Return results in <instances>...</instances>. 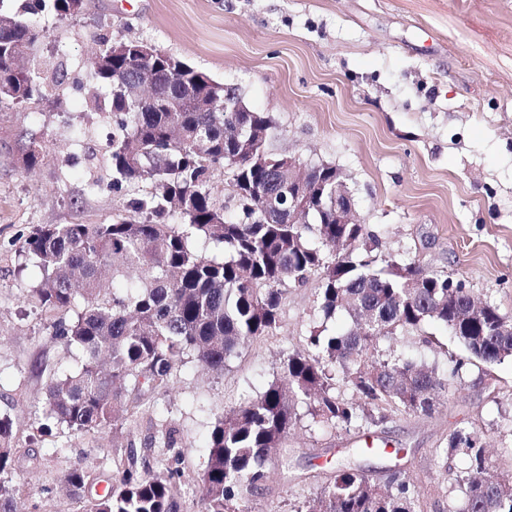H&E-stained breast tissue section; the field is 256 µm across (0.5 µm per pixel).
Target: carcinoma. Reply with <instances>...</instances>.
<instances>
[{"label": "carcinoma", "mask_w": 512, "mask_h": 512, "mask_svg": "<svg viewBox=\"0 0 512 512\" xmlns=\"http://www.w3.org/2000/svg\"><path fill=\"white\" fill-rule=\"evenodd\" d=\"M85 0H24L22 12L0 11V107L25 105L46 96V77L16 61L18 48L32 54L45 31L25 19L44 13L60 20L84 11ZM91 64L89 93L110 96L105 112L112 132L104 145L89 148L112 172V190L149 182L154 192L127 201L126 218L112 224H48L26 239V252L43 272L35 290L49 311L63 314L52 325L83 353L80 367L53 377L45 391V411L73 432L102 433L123 427L136 413L145 391L166 393L170 371L192 354L205 368L224 371L227 357L276 330L283 291L318 278L324 318L338 313L351 326L327 335L320 327L304 338L307 353L284 357L283 377L258 397L224 413L210 435L202 477V512H253L251 498L267 481L265 462L294 426L292 400L312 405V415L329 427L380 424L404 410L428 415L448 394V380L435 369L394 350L379 354L380 343L402 331L437 322L465 350L468 360H512L511 325L489 304L475 310L472 293L445 272L376 254L377 235L364 224H337L331 206L314 204L306 224L288 222V169L263 145L267 162H255L252 145L224 142V127L249 136L267 133L265 112H212L201 106L210 95H224V84L162 51L145 61L112 54L100 37ZM141 71L152 74L157 97L136 102L129 84ZM193 90L199 104L185 102ZM229 169L231 197L242 217H224V201L209 184L215 170ZM332 190L336 167L310 165L308 182ZM176 208L189 232L166 221ZM224 245V261L193 251L188 234ZM349 248L336 254V240ZM112 276L134 268L141 285L124 297H103L101 269ZM74 311V317L64 314ZM359 395L355 404L336 396L333 368ZM20 449L12 421L0 416V475L14 470ZM441 458L459 455L467 467L458 476L459 505L448 512H512V475L489 472L485 447L476 433L450 435ZM118 469L112 484L87 501L89 475L70 469L61 483L83 503V512H174L180 495L178 470L165 466ZM420 486L408 476L380 485L362 470L336 463L334 475L296 512H415ZM0 512H17L12 487L0 480Z\"/></svg>", "instance_id": "obj_1"}]
</instances>
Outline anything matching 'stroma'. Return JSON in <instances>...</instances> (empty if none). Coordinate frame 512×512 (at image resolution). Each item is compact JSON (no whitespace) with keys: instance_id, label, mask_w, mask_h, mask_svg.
I'll return each mask as SVG.
<instances>
[{"instance_id":"35a3bbf8","label":"stroma","mask_w":512,"mask_h":512,"mask_svg":"<svg viewBox=\"0 0 512 512\" xmlns=\"http://www.w3.org/2000/svg\"><path fill=\"white\" fill-rule=\"evenodd\" d=\"M40 24L37 60L66 59L62 85L40 103L0 110V415L24 451L11 474L22 512H79L63 474L81 464L108 480L131 456L177 464V512H200L218 419L280 380L284 355L305 350L313 327L348 324L341 314L324 319L314 284L287 283L273 335L241 348L220 374L185 357L171 392L146 395L117 435L74 433L46 416L49 377L74 370L82 353L52 336L58 315L32 296L41 272L25 242L46 224L112 223L147 190L112 192L111 174L93 169L81 140L105 129L82 92L99 35L154 46L237 87L272 116L273 149L343 173L383 254L447 272L512 316V0H88L83 14ZM32 145L41 158L30 168L23 156ZM381 348L448 376L447 397L431 415L402 412L364 431L318 427L295 402L256 512H296L328 480L330 460L381 484L408 475L422 490L420 512H448L464 464L440 468L435 450L459 427L480 435L494 473L512 475L511 360L455 369L463 352L433 322ZM170 428L184 437L173 450L161 444Z\"/></svg>"}]
</instances>
